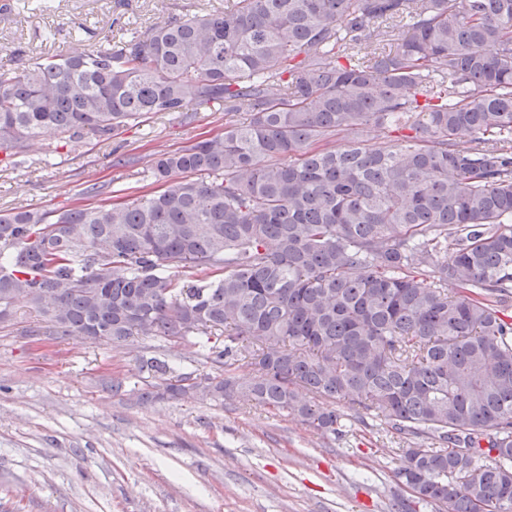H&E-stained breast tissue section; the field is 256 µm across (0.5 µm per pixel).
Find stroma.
Returning a JSON list of instances; mask_svg holds the SVG:
<instances>
[{
	"label": "stroma",
	"instance_id": "stroma-1",
	"mask_svg": "<svg viewBox=\"0 0 512 512\" xmlns=\"http://www.w3.org/2000/svg\"><path fill=\"white\" fill-rule=\"evenodd\" d=\"M153 0H0V73L40 54L116 45L156 22ZM215 107L155 115L111 144L40 138L28 165L0 169V209L80 204L87 185L136 197L150 191L157 154L220 133ZM24 303L0 328V512H434L396 477L398 441L380 421L324 436L292 412L197 395L138 401L150 382L138 357L160 354L176 374L211 367L187 342L130 339L36 344ZM122 380V392L109 388Z\"/></svg>",
	"mask_w": 512,
	"mask_h": 512
}]
</instances>
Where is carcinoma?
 <instances>
[{"label":"carcinoma","instance_id":"1","mask_svg":"<svg viewBox=\"0 0 512 512\" xmlns=\"http://www.w3.org/2000/svg\"><path fill=\"white\" fill-rule=\"evenodd\" d=\"M216 105L224 131L157 155L154 191L0 209V324L22 301L47 323L28 336L189 339L217 374L141 356L139 401L243 399L333 436L343 401L400 440L417 499L512 512V0L171 16L0 75V154ZM245 351L255 374H224Z\"/></svg>","mask_w":512,"mask_h":512}]
</instances>
